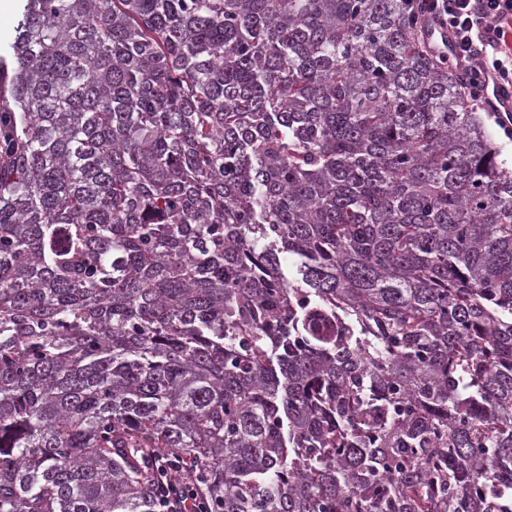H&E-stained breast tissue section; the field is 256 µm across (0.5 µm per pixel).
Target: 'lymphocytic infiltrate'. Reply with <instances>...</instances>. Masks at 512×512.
Segmentation results:
<instances>
[{"mask_svg":"<svg viewBox=\"0 0 512 512\" xmlns=\"http://www.w3.org/2000/svg\"><path fill=\"white\" fill-rule=\"evenodd\" d=\"M427 21L446 27L441 52L468 79L475 99H482L488 84L512 89V0H414ZM151 467L165 476L172 470L170 458L155 456ZM160 512H211L207 499L195 489L188 475L167 480Z\"/></svg>","mask_w":512,"mask_h":512,"instance_id":"obj_1","label":"lymphocytic infiltrate"}]
</instances>
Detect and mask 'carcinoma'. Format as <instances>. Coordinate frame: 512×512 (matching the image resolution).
<instances>
[{
	"label": "carcinoma",
	"mask_w": 512,
	"mask_h": 512,
	"mask_svg": "<svg viewBox=\"0 0 512 512\" xmlns=\"http://www.w3.org/2000/svg\"><path fill=\"white\" fill-rule=\"evenodd\" d=\"M422 23L26 0L0 512H156L154 453L212 512H512V167Z\"/></svg>",
	"instance_id": "1"
}]
</instances>
